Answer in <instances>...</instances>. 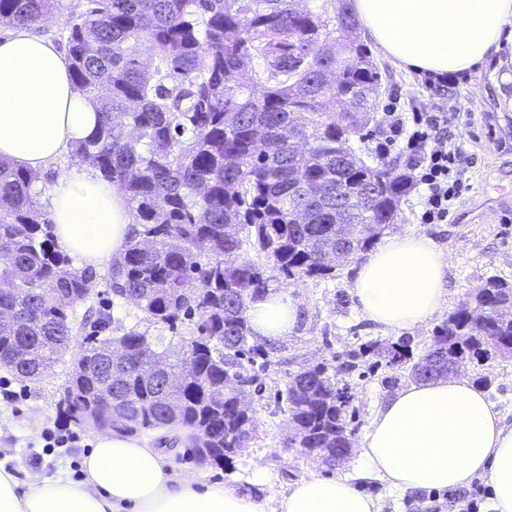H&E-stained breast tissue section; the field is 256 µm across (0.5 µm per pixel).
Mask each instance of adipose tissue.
Returning <instances> with one entry per match:
<instances>
[{
	"instance_id": "ef3b65f1",
	"label": "adipose tissue",
	"mask_w": 512,
	"mask_h": 512,
	"mask_svg": "<svg viewBox=\"0 0 512 512\" xmlns=\"http://www.w3.org/2000/svg\"><path fill=\"white\" fill-rule=\"evenodd\" d=\"M369 37L397 65L434 74L475 73L512 43V0H353ZM95 102L75 87L60 49L29 29L0 39V158L39 172L98 126ZM55 240L79 266L119 255L130 231L127 200L92 168L61 175L49 194ZM448 258L426 235L386 237L357 266L351 294L362 316L397 333L440 315ZM257 335L280 339L296 326L287 292L249 305ZM358 471L394 490L448 489L486 477L496 512H512V429L487 394L452 376L397 392L361 442ZM164 449L134 436L98 435L84 476L30 474L0 466V512H379L347 477L312 475L281 494L274 510L226 484L176 473Z\"/></svg>"
}]
</instances>
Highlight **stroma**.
Segmentation results:
<instances>
[{
	"label": "stroma",
	"instance_id": "stroma-1",
	"mask_svg": "<svg viewBox=\"0 0 512 512\" xmlns=\"http://www.w3.org/2000/svg\"><path fill=\"white\" fill-rule=\"evenodd\" d=\"M371 57L382 74L380 100L398 94L405 104L427 101L428 94L413 70L397 66L379 49ZM449 97L468 101L475 117L471 124L458 126L455 135L474 157L470 188L458 200L444 224H421L416 219L418 195L410 193L401 205L396 232H414L431 237L448 258V306L459 301L481 278L497 275L512 282V112L500 111L493 66L477 75L459 76L448 89ZM354 263L340 266L332 279H309L290 287L289 296L298 305L300 320L288 337L278 340L282 363L265 369L263 395H250L258 432L248 448L232 463H201L188 429L177 427V438L169 448L170 463L177 472H193L207 484L226 483L271 502L279 492L310 475L352 476L349 463L323 465L316 457L301 455L298 449L283 447L288 415L277 399L289 372L303 363H323L337 372L336 379L354 412V442H361L377 410L409 380L401 366H388L384 359L368 355L357 359L352 371H340L346 351L360 344L390 342L394 336L360 314L350 293ZM75 357L67 351L53 371L41 380L25 383L0 369V465L19 480L39 472L48 476L73 477V464L81 462L93 448L98 434L91 425L79 426L80 442L67 452L46 449L44 435L58 418L55 403L65 384ZM464 376L486 377L484 387L490 401L512 428V360L467 366ZM265 468L271 481L256 485L251 481L254 467ZM357 487L375 497L380 512H424L431 500L441 507L462 506L473 496L474 484L430 495L429 491L400 494L377 479L357 480Z\"/></svg>",
	"mask_w": 512,
	"mask_h": 512
}]
</instances>
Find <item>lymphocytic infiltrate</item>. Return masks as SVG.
Here are the masks:
<instances>
[{
	"label": "lymphocytic infiltrate",
	"mask_w": 512,
	"mask_h": 512,
	"mask_svg": "<svg viewBox=\"0 0 512 512\" xmlns=\"http://www.w3.org/2000/svg\"><path fill=\"white\" fill-rule=\"evenodd\" d=\"M471 116V110L458 101L431 100L406 110L393 97L382 107L374 151L382 159L395 150L405 154L419 191L422 223L447 221L449 210L467 187V155L452 130Z\"/></svg>",
	"instance_id": "obj_1"
}]
</instances>
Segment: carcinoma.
<instances>
[{
	"label": "carcinoma",
	"instance_id": "carcinoma-1",
	"mask_svg": "<svg viewBox=\"0 0 512 512\" xmlns=\"http://www.w3.org/2000/svg\"><path fill=\"white\" fill-rule=\"evenodd\" d=\"M62 0H0V27L28 28ZM350 0H84L61 36L72 81L93 99L95 134L71 148L128 200L131 232L108 272L112 298L172 333L168 345L135 327L112 335V314L91 304L93 276L70 267L46 229L37 175L0 160V368L23 381L46 376L72 346L78 367L59 415L133 434L184 427L216 464L257 434L238 385L258 376L242 361L269 364L273 344L254 334L250 302L270 283L334 278L322 262L336 243V208L350 225L347 259L368 252L395 224L412 190L398 168L367 165L351 140L372 120L380 74ZM346 39L353 65L327 83L329 51ZM512 293L499 276L481 280L436 325L418 358L409 344L363 351L402 365L415 382L432 359L441 373L512 358V319L493 311ZM87 305L81 317L75 308ZM194 323L191 336L179 328ZM119 341L125 357L109 363ZM162 371L140 375L144 344ZM196 372L184 381L182 357ZM112 392V401L100 394ZM288 413L284 447L323 463L352 447L336 375L304 364L278 392Z\"/></svg>",
	"mask_w": 512,
	"mask_h": 512
}]
</instances>
